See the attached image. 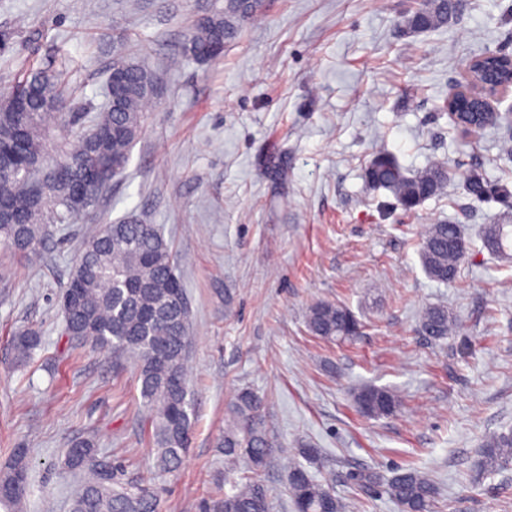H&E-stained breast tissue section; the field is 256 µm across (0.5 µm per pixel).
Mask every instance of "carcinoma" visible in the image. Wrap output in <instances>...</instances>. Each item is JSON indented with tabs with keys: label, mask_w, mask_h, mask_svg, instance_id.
Masks as SVG:
<instances>
[{
	"label": "carcinoma",
	"mask_w": 512,
	"mask_h": 512,
	"mask_svg": "<svg viewBox=\"0 0 512 512\" xmlns=\"http://www.w3.org/2000/svg\"><path fill=\"white\" fill-rule=\"evenodd\" d=\"M260 0H224V10L197 19L181 47V55L197 62H212L224 56L226 44L237 37L243 24L257 12ZM456 0H422L406 17L413 32L436 30L448 25ZM483 79L507 80L512 62L485 60ZM123 80L117 101L100 104L76 96L63 70L46 71L23 67L14 82L0 93V245L19 253L37 252L52 224H70L81 216L64 189L49 187L40 198L24 180L11 178L14 170L36 167L50 176L59 164L67 165L72 179L79 180L84 168L104 166L116 178L126 170L134 143L143 131L148 108L154 103L158 77L127 56H112L107 80ZM23 101L26 112L13 110ZM62 125L70 134L55 139ZM450 171L435 162L410 174L396 157L378 150L365 171L371 190L383 189L407 212L440 194ZM464 190L473 197L492 193L507 198V184L494 183L479 171L464 177ZM512 229L505 224H487L481 232L483 247L494 255L507 253ZM469 245L458 224H432L419 242V259L429 278L447 283L457 272ZM75 269L83 275L81 301L64 320L63 335L99 347H110L120 356L132 354L139 360L140 396L150 419L155 466L174 472L182 462L191 433L193 407L189 385V328L187 311L172 296L175 267L170 244L155 224L130 216L112 225L108 232L96 230L87 236L76 259ZM457 319L445 306L422 311L419 329L435 340H445ZM360 324L353 312L338 303L320 302L307 315L309 331L330 342L354 340ZM12 344L21 362L31 358L42 344L38 329L27 327L13 334ZM357 410L374 419L395 415L402 406L392 389L362 385L353 395ZM262 399L248 389L239 392L227 409L221 448L230 469L245 464L244 476L232 493L202 500L199 512H272L271 496L262 474L277 452L266 434ZM27 448L14 450L11 462L0 469V504L19 506L29 487ZM306 464L293 462L288 471V495L294 512H343L334 492L317 481L308 466L321 460V449L300 448ZM512 465V435L494 434L484 440L482 467L497 472ZM65 466L85 475L82 491L71 512H158L154 492L142 486L124 485L118 474L122 467L98 453L93 438L77 440L68 449ZM362 485L383 484L398 512H432L438 495L435 481L424 471L407 466L386 477L375 470L358 475Z\"/></svg>",
	"instance_id": "carcinoma-1"
}]
</instances>
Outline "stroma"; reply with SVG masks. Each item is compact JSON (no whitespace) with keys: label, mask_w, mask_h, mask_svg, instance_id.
Listing matches in <instances>:
<instances>
[{"label":"stroma","mask_w":512,"mask_h":512,"mask_svg":"<svg viewBox=\"0 0 512 512\" xmlns=\"http://www.w3.org/2000/svg\"><path fill=\"white\" fill-rule=\"evenodd\" d=\"M421 0H261L220 60L174 64L198 18L224 0H0V88L15 64L68 62L83 96L99 100L114 52L161 82L126 171L84 219L58 224L34 255L0 247V467L27 448L22 512H70L80 477L68 448L93 437L121 462L123 480L148 485L161 512H196L201 497L230 491L218 443L227 405L244 388L264 400L267 434L285 458L322 449L314 474L346 512H397L366 469L413 465L440 487L435 512H512V467L481 471V446L512 432V259L478 237L505 203L467 196L482 170L512 187V95L494 128L462 133L442 109L474 56L512 53V0H461L448 25L414 33L405 16ZM413 172L446 162L443 194L415 213L367 188L379 149ZM288 159L276 182L266 159ZM137 215L159 225L191 309L193 429L180 468L154 474L155 447L141 405L138 367L110 349L63 336L56 297L96 222ZM463 225L471 245L455 280L432 281L418 243L438 222ZM342 304L362 322L353 342L310 333L317 302ZM429 305L455 313L461 330L436 342L418 329ZM38 328L24 364L15 331ZM364 384L398 392L388 418L357 412Z\"/></svg>","instance_id":"stroma-1"}]
</instances>
